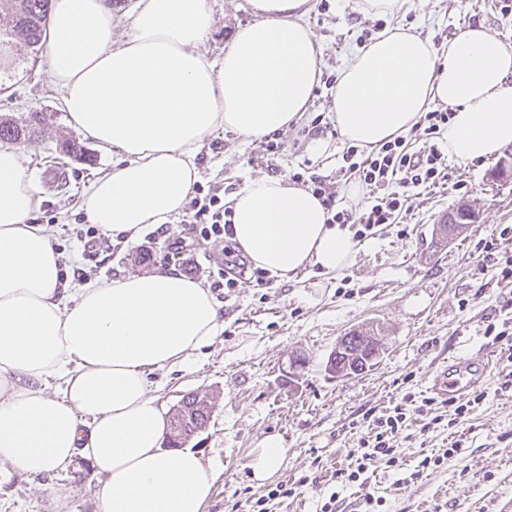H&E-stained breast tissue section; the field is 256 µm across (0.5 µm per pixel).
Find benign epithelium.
Instances as JSON below:
<instances>
[{
  "mask_svg": "<svg viewBox=\"0 0 512 512\" xmlns=\"http://www.w3.org/2000/svg\"><path fill=\"white\" fill-rule=\"evenodd\" d=\"M383 353L384 344L374 328L349 332L337 341L326 368L336 377L360 375L373 368Z\"/></svg>",
  "mask_w": 512,
  "mask_h": 512,
  "instance_id": "benign-epithelium-1",
  "label": "benign epithelium"
}]
</instances>
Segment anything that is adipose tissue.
<instances>
[{"instance_id": "obj_1", "label": "adipose tissue", "mask_w": 512, "mask_h": 512, "mask_svg": "<svg viewBox=\"0 0 512 512\" xmlns=\"http://www.w3.org/2000/svg\"><path fill=\"white\" fill-rule=\"evenodd\" d=\"M223 57L200 52L205 0H137L133 33L112 37L106 0H53L47 53L70 123L111 169L88 189L90 223L133 242L184 209L195 158L223 127L245 139L287 129L320 75L309 0H249ZM512 47L484 26L463 29L446 55L401 26L348 60L332 109L346 142L377 148L415 128L429 104L452 107L449 156L471 164L512 146ZM233 240L254 267L291 278L312 266L340 275L360 244L329 223L311 191L255 177L227 196ZM35 187L19 151L0 149V483L89 462L99 512H202L215 472L201 455L166 449L165 409L150 370L189 360L221 331L204 283L177 272L62 284Z\"/></svg>"}]
</instances>
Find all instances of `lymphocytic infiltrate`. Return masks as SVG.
<instances>
[{
    "label": "lymphocytic infiltrate",
    "mask_w": 512,
    "mask_h": 512,
    "mask_svg": "<svg viewBox=\"0 0 512 512\" xmlns=\"http://www.w3.org/2000/svg\"><path fill=\"white\" fill-rule=\"evenodd\" d=\"M345 158L349 168L368 189L372 198L365 212L356 214L336 206V194L325 180L301 172L290 174V181L306 187L317 196L331 215L335 224H352L370 231L378 224L394 223L405 208L409 192L414 188H430L445 184L448 171L444 155L438 148L426 152L410 151L403 137L385 142L368 155H360L356 146H348ZM399 180L400 190H390L392 180ZM185 221L194 230L192 242L178 240L172 243L173 255L182 263H189L196 245L232 236V213L224 204V191L218 187L195 185L193 196L185 212ZM415 413H423V406H415ZM406 405L398 404L387 413L373 419L368 425V434L360 442L357 464L351 469H340L336 480L340 483H363L373 463L386 461L396 466L395 438L411 411Z\"/></svg>",
    "instance_id": "1"
}]
</instances>
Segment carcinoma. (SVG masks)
<instances>
[{
  "mask_svg": "<svg viewBox=\"0 0 512 512\" xmlns=\"http://www.w3.org/2000/svg\"><path fill=\"white\" fill-rule=\"evenodd\" d=\"M52 0H0V14L11 20L10 27L0 29V46H7L19 39L34 54L43 49L44 33L48 23ZM49 116L44 112H30L18 122L0 120V142L25 143L47 125ZM213 409V398L195 393L184 397L175 409L167 447L180 448L198 431L204 429Z\"/></svg>",
  "mask_w": 512,
  "mask_h": 512,
  "instance_id": "obj_1",
  "label": "carcinoma"
}]
</instances>
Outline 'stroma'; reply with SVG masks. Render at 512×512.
Instances as JSON below:
<instances>
[{
	"label": "stroma",
	"mask_w": 512,
	"mask_h": 512,
	"mask_svg": "<svg viewBox=\"0 0 512 512\" xmlns=\"http://www.w3.org/2000/svg\"><path fill=\"white\" fill-rule=\"evenodd\" d=\"M304 23L316 37L322 75L339 74L343 64L375 33L378 16L360 11L358 0H310ZM214 25L201 49L223 56L239 25L254 21L248 0H207ZM428 39L438 54L463 28L483 25L512 47V0H405L401 11L383 19ZM332 87H320L301 119L286 129L278 165L281 173L306 168L345 200L349 186L339 134L330 110ZM46 52L19 51L9 69L0 70V116L20 119L27 112L49 113L41 134L21 144L23 165L36 184L37 224H48L53 245L70 282L82 284L126 274L179 269L203 279L205 268L223 264L224 244L199 250L192 266L169 261V245L191 235L189 225L171 223L149 229L153 257L142 260L133 243L99 241L86 252L77 231L89 184L107 172L118 154L85 141L87 160L68 159L58 188L40 185L54 165L62 137L74 135L60 104ZM318 122L320 133L303 128ZM257 143L217 128L197 158L198 181L238 189L246 179L267 175L255 164ZM498 159L449 162L447 186L415 191L396 223L375 226L340 276L307 268L293 279L273 278L259 286L241 279L237 288L215 294L222 333L183 365L149 372L150 391L166 410L183 395L207 393L214 408L205 429L188 449L210 463L216 480L203 512H248L247 499L263 493L250 463L260 442L279 436L288 450L276 475L280 481L305 479L300 495L274 506L273 512H318L322 499L337 493L340 512H367V496L380 499V512H512V348L486 334L487 324L512 320V288L498 285L484 270L481 247L512 227V176L495 178ZM478 212L453 241L442 240L440 222L458 203ZM376 322L384 329L387 351L372 371L333 377L327 360L346 333ZM304 363L292 367L293 358ZM489 360L478 389L485 397L465 421L449 426L414 415L397 442L398 467L376 463L366 485L337 483V469L354 465L366 411L387 412L405 394L435 398L434 375L453 359ZM460 442L457 454L436 468L419 470L427 456ZM98 477L78 462L42 475L14 474L0 485V512H98Z\"/></svg>",
	"instance_id": "stroma-1"
}]
</instances>
